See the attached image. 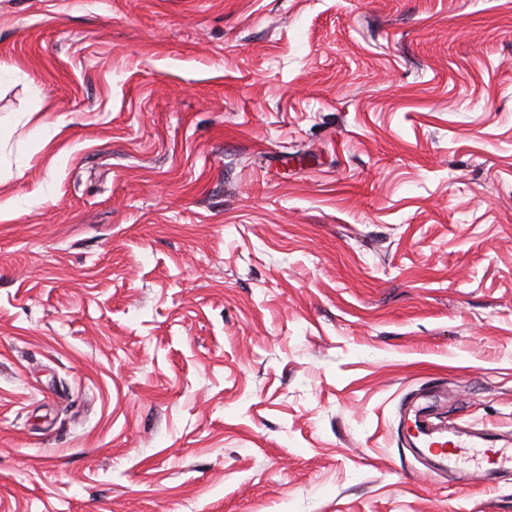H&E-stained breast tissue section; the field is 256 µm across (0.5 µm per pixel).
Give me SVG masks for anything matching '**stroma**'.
<instances>
[{"instance_id": "35a3bbf8", "label": "stroma", "mask_w": 512, "mask_h": 512, "mask_svg": "<svg viewBox=\"0 0 512 512\" xmlns=\"http://www.w3.org/2000/svg\"><path fill=\"white\" fill-rule=\"evenodd\" d=\"M512 0H0V512H512ZM422 442L429 450H435L434 457L439 466L444 467L448 461H459L471 459L477 466L483 463V473L488 479L492 472L510 473L512 471V448L498 443L490 445L486 435L483 434V441L466 443V441L448 440L447 434L432 427L423 426L421 432Z\"/></svg>"}]
</instances>
